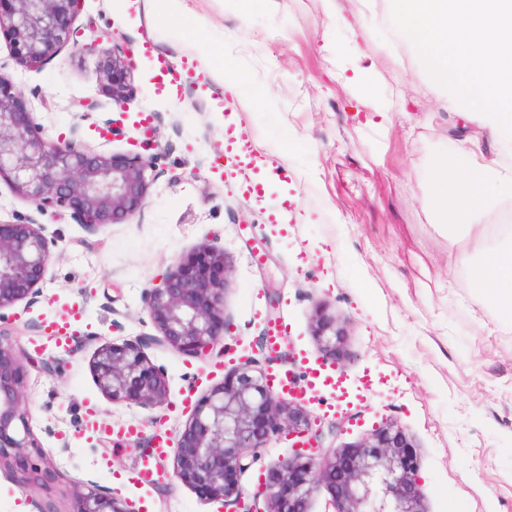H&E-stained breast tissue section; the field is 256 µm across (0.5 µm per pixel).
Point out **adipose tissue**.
I'll use <instances>...</instances> for the list:
<instances>
[{
  "label": "adipose tissue",
  "instance_id": "1",
  "mask_svg": "<svg viewBox=\"0 0 512 512\" xmlns=\"http://www.w3.org/2000/svg\"><path fill=\"white\" fill-rule=\"evenodd\" d=\"M371 14L392 44L410 45L455 119L456 154L424 189L429 221L455 266L512 325V226L486 217L512 201V173L496 156L512 150V0H386Z\"/></svg>",
  "mask_w": 512,
  "mask_h": 512
}]
</instances>
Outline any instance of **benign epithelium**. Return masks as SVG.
I'll return each instance as SVG.
<instances>
[{
    "label": "benign epithelium",
    "mask_w": 512,
    "mask_h": 512,
    "mask_svg": "<svg viewBox=\"0 0 512 512\" xmlns=\"http://www.w3.org/2000/svg\"><path fill=\"white\" fill-rule=\"evenodd\" d=\"M80 0H0V31L10 37L21 62L40 64L67 43L85 53L96 40L80 43L81 31L69 20ZM98 67L112 81V105L121 109L128 94L129 64L125 52L104 55ZM152 160L140 154L95 152L78 130L70 139L43 135L13 82L0 73V182L44 215L63 208L85 226L119 224L145 207ZM58 239L32 215L0 222V311L36 292L51 263ZM225 257L207 248L180 258L160 283L145 291V307L160 333L151 341L191 357H202L224 341ZM315 336L324 358L343 352V328L322 311ZM143 340L102 346L93 359L98 387L114 403L158 408L167 403L168 382L145 355ZM32 359L11 338L0 337V469L23 486H46L57 477L49 453L34 436L23 408L27 365ZM268 373L249 364L224 376L196 404L181 431L174 476L204 500L235 504V512H259L247 502L236 475L252 463L256 450L281 434L294 439L290 456L264 479L267 512H307L316 489L333 492L336 512H424L412 445L388 425L362 442L335 451L322 467L318 435L311 434L307 411L292 397L277 394ZM70 512H129L127 503L91 485L74 495Z\"/></svg>",
    "instance_id": "7a95c632"
}]
</instances>
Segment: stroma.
Listing matches in <instances>:
<instances>
[{
	"label": "stroma",
	"instance_id": "obj_1",
	"mask_svg": "<svg viewBox=\"0 0 512 512\" xmlns=\"http://www.w3.org/2000/svg\"><path fill=\"white\" fill-rule=\"evenodd\" d=\"M190 24L173 37L150 0H85L75 28H92L100 49L131 56V95L116 110L96 57L65 45L28 67L0 35V72L9 75L46 137L79 133L89 148L150 157L146 205L130 222L87 228L69 213L41 216L58 236L38 290L0 315V331L25 351L69 315L80 343L58 370L29 368L25 408L53 453L60 477L50 490L24 488L0 471V512H38L53 499L68 512L76 491L95 482L133 512H232L200 499L173 478L135 481L140 441L156 432L176 441L198 400L248 361L264 364L270 321L287 326L289 363L301 380L321 373L346 380L349 395L307 394L302 405L336 450L385 424L414 450L425 512H512V326L489 302L448 242L430 224L423 188L456 149L439 90L406 46L387 44L359 0H184ZM364 26L352 39L350 30ZM179 72L170 95L159 61ZM372 64L370 78L357 70ZM392 102L378 124L359 87ZM95 101L80 119L79 101ZM246 131L288 184L247 192L250 172L224 153L228 127ZM287 207L288 220L270 222ZM207 245L224 254V344L203 359L156 344L145 349L169 385L161 409L115 403L102 393L92 361L98 348L154 334L146 288L177 257ZM345 329L338 363L324 362L313 332L316 310ZM137 424L139 438L113 428ZM287 437L258 449L238 476L260 491L266 471L287 457Z\"/></svg>",
	"mask_w": 512,
	"mask_h": 512
}]
</instances>
